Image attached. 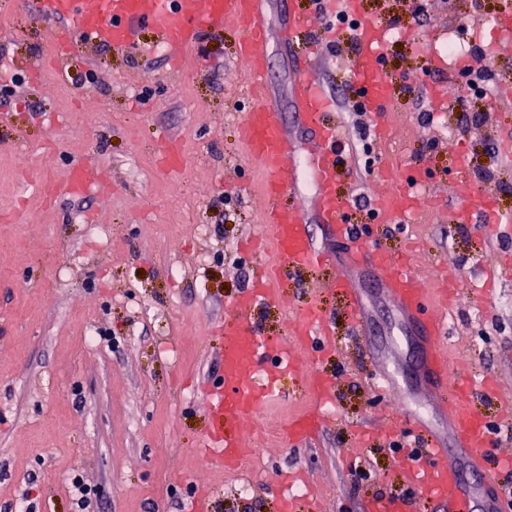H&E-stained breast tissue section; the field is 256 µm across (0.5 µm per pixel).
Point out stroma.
Segmentation results:
<instances>
[{"label":"stroma","instance_id":"obj_1","mask_svg":"<svg viewBox=\"0 0 512 512\" xmlns=\"http://www.w3.org/2000/svg\"><path fill=\"white\" fill-rule=\"evenodd\" d=\"M413 2L361 0L366 18L400 19L386 46L389 136L367 151L347 139L336 191L354 202L388 190L390 164L428 170L420 212L375 224L368 207L354 203L353 221L369 225L382 247L413 243L426 287H441L442 267L458 269L446 311L449 357L465 374L494 376L512 391V223L490 230L448 220L470 187L498 193L512 212V191L501 189L512 183V43L496 40V19L512 11V0H486L482 9L477 0H423L419 24ZM263 7L274 35L289 12L311 13L321 52L309 76L336 103L323 120L350 130L352 64L334 53L347 47L348 32L330 45L332 18L314 0ZM451 30L487 53L490 96L458 88L454 70L429 68L430 50ZM308 35L299 33L291 51L275 39L268 48L267 93L301 154L314 137L298 123L292 84ZM239 39L228 24L178 61L160 47L149 55L93 47L55 70L44 64L50 31L18 0H0V82L24 77L0 101V512H16L24 496L28 512H75V475L97 492L90 512H193L207 496L215 512H279L278 481L298 496L300 512H365L373 497L403 488V456L387 437L403 424L402 409L418 406L446 430L433 394L409 373L416 345L399 338L401 317L383 286L359 282L368 333L354 335L347 298L335 287L340 270L327 264L285 280L255 314L265 335L292 342V317L319 292L336 341L322 363L335 402L324 407L321 428L306 445L288 440L289 419L312 396L287 374L285 400L254 421L249 493H238L237 476L200 465L217 329L239 321L235 297L275 260L261 226L265 175L238 134L251 105L235 57ZM90 70L99 84L85 82ZM438 90L485 112V125L466 128L455 112L424 123L420 111L433 110ZM168 141L188 163L183 174L162 168ZM19 155L26 169L14 168ZM75 165L89 170L90 189L53 197L34 188L38 177L63 183ZM380 365L399 370L395 390L375 389ZM359 466L371 478L357 485Z\"/></svg>","mask_w":512,"mask_h":512}]
</instances>
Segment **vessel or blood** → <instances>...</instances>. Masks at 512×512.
I'll list each match as a JSON object with an SVG mask.
<instances>
[{
  "instance_id": "1",
  "label": "vessel or blood",
  "mask_w": 512,
  "mask_h": 512,
  "mask_svg": "<svg viewBox=\"0 0 512 512\" xmlns=\"http://www.w3.org/2000/svg\"><path fill=\"white\" fill-rule=\"evenodd\" d=\"M34 6L38 17L53 29V56L58 60L74 55L83 41L117 51L143 50L139 31L145 27L152 28L154 45L174 54L193 49L204 29L230 22L244 30L238 55L252 86L261 95L245 113L241 135L249 156L266 176L264 222L271 230L277 259L264 280L253 282L240 293L234 302L236 309L242 316H251L275 298L280 282L316 265L334 262L333 254L315 244L311 223L323 224L330 237L348 241L350 247L336 286L349 298L352 326L360 328L365 323L354 276L366 270L382 283L394 307L419 337V372L424 382L445 397L441 409L448 418V443L435 439L420 414L408 415V425L402 433L415 452L406 456L399 479L413 484L425 498L447 501L448 512H497L465 481L456 457L458 452H465L471 471L482 472L481 451L494 447L495 438L476 399L481 396L499 400L507 417L512 416V400L503 399L493 377L476 382L460 371L449 374L446 321L433 311L435 305L446 302L447 291L424 288L411 257L368 247L363 226L352 223L348 204L336 192V154L342 143L341 133L337 126L320 121L321 114L331 109L332 101L308 76L319 55L318 45L308 43L292 87L298 120L316 138L305 155V169L300 172L288 163L296 152L295 145L264 94L269 25L262 0H35ZM386 37L383 25L366 18H359L352 33L355 89L364 110L373 114V132L380 139L387 135L381 109L391 98L382 65ZM303 173L315 187L308 206L283 210L280 196L294 190ZM390 178L396 184L395 190L376 197L370 204L373 220L378 224L416 211L417 188L425 183L426 174L394 172ZM460 210L469 219L481 215L489 224L512 222V214L500 210L496 195L490 191L461 205ZM223 333L224 344L216 354L222 373L219 383L210 389L208 426L203 439L209 459L232 469L252 449V432L246 428V420L280 398L279 376L291 370L292 365L288 346L280 338L241 324L224 328ZM294 334L297 343L307 350L320 352L330 344L326 317L313 304L296 316ZM305 379L317 406L291 418L288 434L298 444L318 428L321 407L332 402L334 393L331 382L318 370L306 373Z\"/></svg>"
}]
</instances>
